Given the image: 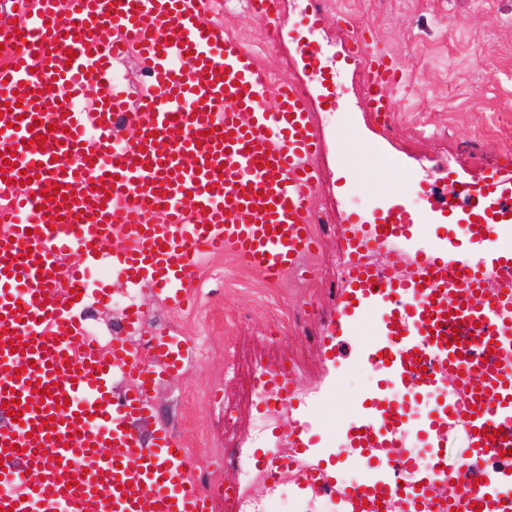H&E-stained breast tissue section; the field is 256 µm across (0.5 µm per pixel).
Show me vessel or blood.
Masks as SVG:
<instances>
[{"instance_id": "b4317fda", "label": "vessel or blood", "mask_w": 512, "mask_h": 512, "mask_svg": "<svg viewBox=\"0 0 512 512\" xmlns=\"http://www.w3.org/2000/svg\"><path fill=\"white\" fill-rule=\"evenodd\" d=\"M210 10L211 0H24L22 17L0 11V512H210L196 461L152 422L163 376L197 361V348L155 335L152 363L133 342L143 307L127 308L126 334L107 349L79 315L93 293L86 272L104 264L180 309L196 257L233 256L272 283L311 270L321 145L307 97L285 82L266 107L267 71ZM132 52L150 78L133 100L112 77ZM348 53L389 124L394 61L364 30ZM90 96L96 111L76 110ZM123 125L138 137L121 147ZM53 186L59 196L42 197ZM438 200L481 261L436 246L400 199L374 224L351 222L367 234L349 241L328 331L379 313L366 358L384 381L355 404L342 448L365 476L343 486L318 467L297 473L341 512H376L390 497L396 512H419L440 488L452 512H512V464L479 483L448 446L462 434L461 456L476 463L512 450V181L494 171L476 188L443 185ZM148 422L145 443L136 427Z\"/></svg>"}]
</instances>
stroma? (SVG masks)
I'll return each instance as SVG.
<instances>
[{
  "instance_id": "obj_1",
  "label": "stroma",
  "mask_w": 512,
  "mask_h": 512,
  "mask_svg": "<svg viewBox=\"0 0 512 512\" xmlns=\"http://www.w3.org/2000/svg\"><path fill=\"white\" fill-rule=\"evenodd\" d=\"M341 15L368 30L402 73L389 126H380L369 110L361 68L345 51L351 32L338 23ZM452 19L460 29L453 45L447 35ZM296 20L286 5L271 24L252 15L247 0H227L215 22L245 37L261 60L276 62L307 90L322 144L315 199L329 221L316 227L321 249L305 283L270 286L230 258L198 260L193 264L197 303L193 310L175 312L157 304L150 291L131 289L108 274L96 276L109 295L98 309L102 324H111L118 307L142 304L146 335L171 331L199 349L194 366L158 389L154 414L187 448L190 429L204 430L200 447L210 454L207 479L216 489L211 512H224L218 487L238 479L216 454L224 446V407L235 406L237 439L249 456H259L251 426L261 405L248 398L245 387L286 357L296 361L297 380L310 391L292 412L308 425V458L331 464L334 477L363 479L362 466L336 457L334 450L353 414L351 400L373 391L382 379L361 358L373 330L368 320H360L336 352L324 339V322L336 306L337 256L349 218L373 221L392 196L403 194L425 226L440 234L442 246L454 248L459 236L432 211V197L421 185L437 178L479 184L512 161V0H336L335 8L312 18L301 33L320 49L314 64L297 48ZM488 69L494 70V81L484 80ZM370 149L398 169V176L367 172L362 155ZM276 314L288 321L284 350L268 339Z\"/></svg>"
}]
</instances>
